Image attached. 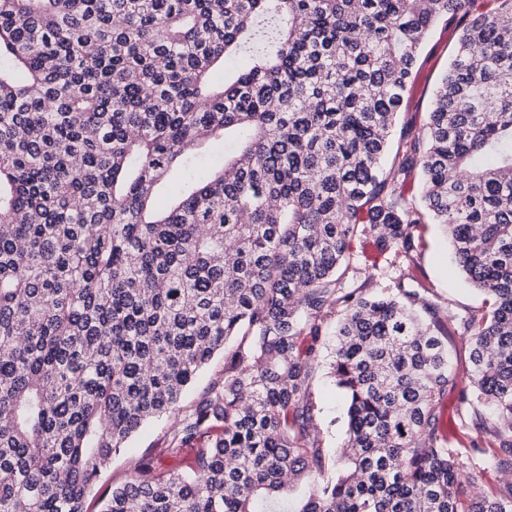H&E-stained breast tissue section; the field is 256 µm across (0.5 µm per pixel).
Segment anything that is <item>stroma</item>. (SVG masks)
I'll use <instances>...</instances> for the list:
<instances>
[{"mask_svg":"<svg viewBox=\"0 0 512 512\" xmlns=\"http://www.w3.org/2000/svg\"><path fill=\"white\" fill-rule=\"evenodd\" d=\"M457 32L447 24H438L426 42L404 94L401 119L415 130H424L434 92L448 69ZM350 263L355 270L349 287H364L366 294H382L393 286L397 276H404L407 287L422 294L449 311L462 312L487 306L488 297L458 272L453 263L446 233L440 225L423 227V242L413 263L402 269L392 264L387 253L368 254L363 239L352 243ZM332 354L322 350L312 382V422L319 432L323 447L339 448L346 440V415L342 396L331 374ZM172 421L160 418L146 423L131 439L127 448L113 454L86 500V512H99L100 500L113 486L124 483L135 474L141 456L157 454L170 433Z\"/></svg>","mask_w":512,"mask_h":512,"instance_id":"obj_1","label":"stroma"}]
</instances>
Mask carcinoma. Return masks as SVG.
Listing matches in <instances>:
<instances>
[{"label":"carcinoma","mask_w":512,"mask_h":512,"mask_svg":"<svg viewBox=\"0 0 512 512\" xmlns=\"http://www.w3.org/2000/svg\"><path fill=\"white\" fill-rule=\"evenodd\" d=\"M472 2L0 0V512H85L161 415L188 470L143 458L101 512H512L462 493L512 469V0ZM441 21L458 41L416 131L398 112ZM429 221L487 308L346 287L355 236L409 264ZM333 316L327 478L310 378ZM453 332L467 448L438 434Z\"/></svg>","instance_id":"1"}]
</instances>
